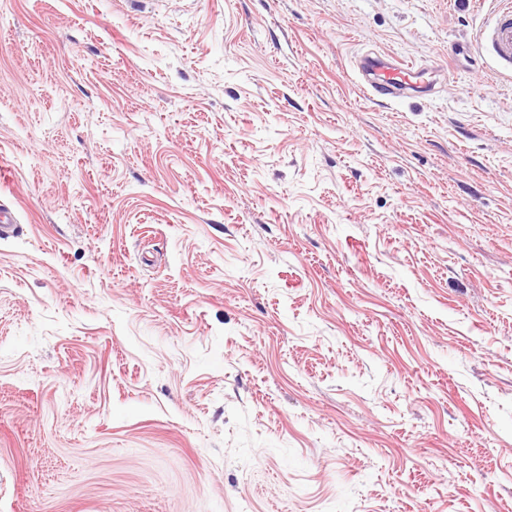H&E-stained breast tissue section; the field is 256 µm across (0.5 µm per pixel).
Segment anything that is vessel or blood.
Returning <instances> with one entry per match:
<instances>
[{"mask_svg": "<svg viewBox=\"0 0 512 512\" xmlns=\"http://www.w3.org/2000/svg\"><path fill=\"white\" fill-rule=\"evenodd\" d=\"M482 39L487 51L504 69H512V0H504ZM358 71L365 91L375 97L397 99L409 93L429 92L424 69L403 65L376 54L365 55Z\"/></svg>", "mask_w": 512, "mask_h": 512, "instance_id": "obj_1", "label": "vessel or blood"}]
</instances>
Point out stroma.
Listing matches in <instances>:
<instances>
[{"label": "stroma", "instance_id": "1", "mask_svg": "<svg viewBox=\"0 0 512 512\" xmlns=\"http://www.w3.org/2000/svg\"><path fill=\"white\" fill-rule=\"evenodd\" d=\"M498 6L0 0V512H512ZM358 71L363 88L373 97L397 99L411 92L427 93L431 89V83L423 80L424 69L397 64L373 53L361 59Z\"/></svg>", "mask_w": 512, "mask_h": 512}]
</instances>
